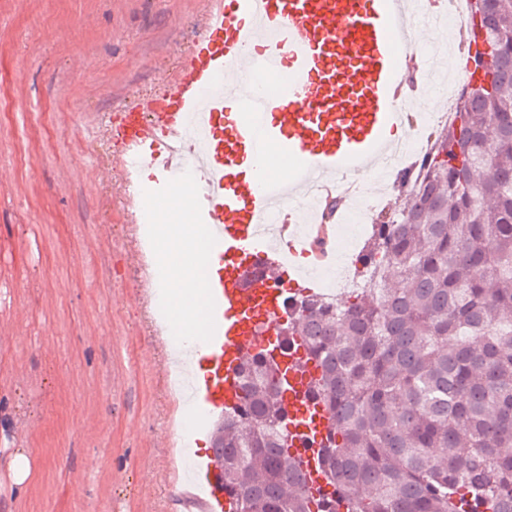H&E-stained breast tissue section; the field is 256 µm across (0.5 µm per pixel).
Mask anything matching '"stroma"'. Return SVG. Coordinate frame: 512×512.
I'll use <instances>...</instances> for the list:
<instances>
[{"label": "stroma", "instance_id": "obj_1", "mask_svg": "<svg viewBox=\"0 0 512 512\" xmlns=\"http://www.w3.org/2000/svg\"><path fill=\"white\" fill-rule=\"evenodd\" d=\"M205 20L199 0H0V512H177L183 404L122 174L99 167Z\"/></svg>", "mask_w": 512, "mask_h": 512}]
</instances>
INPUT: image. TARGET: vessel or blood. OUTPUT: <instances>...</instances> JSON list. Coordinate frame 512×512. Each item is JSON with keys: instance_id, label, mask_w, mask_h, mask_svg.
I'll list each match as a JSON object with an SVG mask.
<instances>
[{"instance_id": "obj_1", "label": "vessel or blood", "mask_w": 512, "mask_h": 512, "mask_svg": "<svg viewBox=\"0 0 512 512\" xmlns=\"http://www.w3.org/2000/svg\"><path fill=\"white\" fill-rule=\"evenodd\" d=\"M430 12L429 0H214L172 90L121 117L127 155L168 173L153 199L187 197L216 267L197 276L209 370L197 380L195 353L182 355L189 401L202 417L223 416L239 403L242 360L267 351L283 384L288 454L316 498L331 491L320 461L332 430L314 395L320 371L302 337L285 350L275 340L287 317L279 272L297 240L271 245L259 224L271 204L302 202L312 186L336 188L392 155L411 104L398 54L413 50ZM259 71L288 72L287 88L256 101L241 84ZM270 150L290 161L286 175L259 165ZM178 494L196 512H231L216 449L194 451Z\"/></svg>"}]
</instances>
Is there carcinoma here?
Returning <instances> with one entry per match:
<instances>
[{
	"mask_svg": "<svg viewBox=\"0 0 512 512\" xmlns=\"http://www.w3.org/2000/svg\"><path fill=\"white\" fill-rule=\"evenodd\" d=\"M466 61L465 111L398 177L406 204L373 220L359 286L296 298L280 328L321 369L323 463L347 512L512 506V0L469 16ZM238 382L213 432L233 512H312L276 370L250 357Z\"/></svg>",
	"mask_w": 512,
	"mask_h": 512,
	"instance_id": "obj_1",
	"label": "carcinoma"
}]
</instances>
